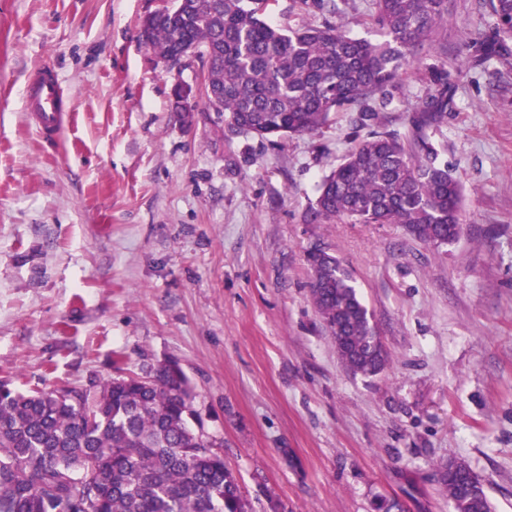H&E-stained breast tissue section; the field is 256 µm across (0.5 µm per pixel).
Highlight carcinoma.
Listing matches in <instances>:
<instances>
[{"instance_id": "cac0c4a2", "label": "carcinoma", "mask_w": 512, "mask_h": 512, "mask_svg": "<svg viewBox=\"0 0 512 512\" xmlns=\"http://www.w3.org/2000/svg\"><path fill=\"white\" fill-rule=\"evenodd\" d=\"M274 0H182L150 19L145 45L158 59L189 49L205 60L206 90L229 126L262 139L314 134L332 112L374 122L414 49L448 15V0H375L381 40L340 22L347 0H299L323 18L284 32L265 19ZM496 38L512 37V0H487ZM435 93L415 106L416 134L371 131L319 184L307 220L402 224L434 246L460 235L463 189L423 134L448 111V72L431 70ZM310 295L342 363L376 375L388 358L353 279L323 251L310 253ZM194 393L174 362L117 375L90 388L19 392L0 382V512H253L192 408ZM454 512H491L482 483L459 462L440 466Z\"/></svg>"}]
</instances>
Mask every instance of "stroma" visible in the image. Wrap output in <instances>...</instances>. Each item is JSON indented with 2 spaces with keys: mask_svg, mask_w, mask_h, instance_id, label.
<instances>
[{
  "mask_svg": "<svg viewBox=\"0 0 512 512\" xmlns=\"http://www.w3.org/2000/svg\"><path fill=\"white\" fill-rule=\"evenodd\" d=\"M161 0H0V380L87 387L173 360L206 435L255 512H453L440 463H466L512 512V40L477 60L484 0H449L448 41L402 73L380 129L447 71L452 103L425 135L463 187L460 238L400 224L307 221L322 178L365 135L351 112L321 133L259 140L198 101L192 57L139 37ZM57 75L59 138L26 106ZM336 256L389 354L347 372L309 293L308 254ZM173 97L178 105V111L180 112H196L195 105L193 103L198 97L204 98L208 103L203 82L197 87H192L182 83L176 84L173 89Z\"/></svg>",
  "mask_w": 512,
  "mask_h": 512,
  "instance_id": "1",
  "label": "stroma"
}]
</instances>
